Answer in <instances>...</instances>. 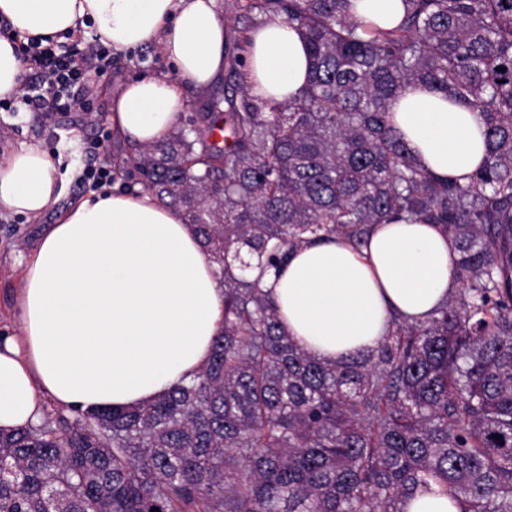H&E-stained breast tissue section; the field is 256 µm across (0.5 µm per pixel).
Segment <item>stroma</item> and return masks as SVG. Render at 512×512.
I'll return each mask as SVG.
<instances>
[{"label":"stroma","mask_w":512,"mask_h":512,"mask_svg":"<svg viewBox=\"0 0 512 512\" xmlns=\"http://www.w3.org/2000/svg\"><path fill=\"white\" fill-rule=\"evenodd\" d=\"M172 65L156 46L112 53V68L98 78L86 110L59 112L45 117L40 112L0 109V161L20 145L41 146L52 159L62 188L59 208L75 203L89 189L82 173L91 160L104 165L133 154L134 149L108 122L110 98L126 82L141 76L171 74ZM55 212L33 221L20 215H0V330L20 331L16 295L19 262L25 250L54 223Z\"/></svg>","instance_id":"stroma-1"}]
</instances>
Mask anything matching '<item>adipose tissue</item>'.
Here are the masks:
<instances>
[{"instance_id": "adipose-tissue-1", "label": "adipose tissue", "mask_w": 512, "mask_h": 512, "mask_svg": "<svg viewBox=\"0 0 512 512\" xmlns=\"http://www.w3.org/2000/svg\"><path fill=\"white\" fill-rule=\"evenodd\" d=\"M0 100L22 93L14 37L61 40L94 25L101 43L158 45L173 76L128 82L109 120L138 147L178 123L182 86L209 89L224 73L227 35L218 0H0ZM252 95L286 101L306 85L310 59L298 30L277 15L247 35ZM391 121L441 179L467 182L486 157L470 105L414 84ZM39 147L0 162V213L35 219L56 210L20 263V335H0V430L37 425L42 395L77 414L133 407L187 382L208 361L224 324V288L195 225L149 193L92 192L67 208ZM452 240L436 224L372 225L366 245L334 236L294 250L281 269H252L299 346L326 363L370 353L392 316L420 322L454 296Z\"/></svg>"}]
</instances>
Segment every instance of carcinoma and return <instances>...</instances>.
I'll return each instance as SVG.
<instances>
[{
  "instance_id": "1",
  "label": "carcinoma",
  "mask_w": 512,
  "mask_h": 512,
  "mask_svg": "<svg viewBox=\"0 0 512 512\" xmlns=\"http://www.w3.org/2000/svg\"><path fill=\"white\" fill-rule=\"evenodd\" d=\"M351 0H250L305 38L310 80L286 102L244 84L124 163L196 225L224 283V327L194 379L137 408L0 432V512H403L440 482L461 512H512V0H403L393 28ZM423 83L481 115L466 185L423 169L389 120ZM438 224L460 291L395 318L371 353L325 363L259 282L333 235Z\"/></svg>"
}]
</instances>
